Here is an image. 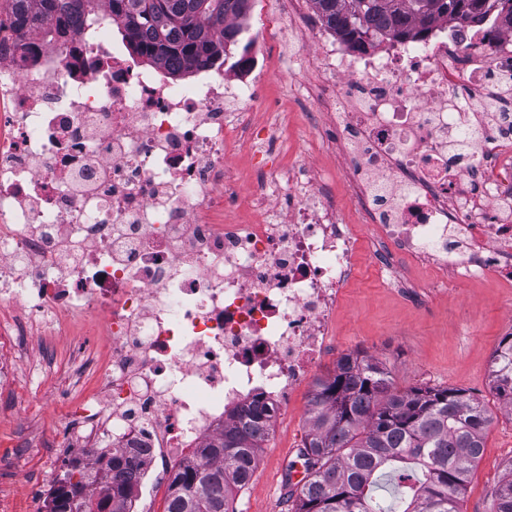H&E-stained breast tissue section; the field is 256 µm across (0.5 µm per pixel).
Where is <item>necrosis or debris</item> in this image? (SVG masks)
<instances>
[{
  "mask_svg": "<svg viewBox=\"0 0 512 512\" xmlns=\"http://www.w3.org/2000/svg\"><path fill=\"white\" fill-rule=\"evenodd\" d=\"M106 0L78 32L0 38V314L28 336H71L59 373L70 445L134 461L133 497L159 493L245 409L287 415L330 342L369 236L391 287L410 267L512 286V28L443 19L396 41L354 43L300 0L275 20L324 90L362 225L342 221L288 139L255 125L267 63L139 65L111 41ZM272 158L239 200L231 146Z\"/></svg>",
  "mask_w": 512,
  "mask_h": 512,
  "instance_id": "necrosis-or-debris-1",
  "label": "necrosis or debris"
}]
</instances>
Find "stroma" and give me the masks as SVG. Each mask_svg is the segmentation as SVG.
Instances as JSON below:
<instances>
[{"mask_svg": "<svg viewBox=\"0 0 512 512\" xmlns=\"http://www.w3.org/2000/svg\"><path fill=\"white\" fill-rule=\"evenodd\" d=\"M278 9V0H253L240 39L260 46L266 56L264 92L279 104V120L291 142L288 162L304 161L330 185L340 217L360 223L331 135L311 121L316 104L283 94L285 42L270 34ZM414 276L427 286L418 302L386 284L372 251L360 255L317 374L327 376L340 357L355 353L382 362L396 387H453L482 402L493 421L460 509L492 512L491 491L512 462V414L493 391L490 375L495 350L512 332V288L490 279L442 282L425 268ZM68 348L63 336L0 338V359L16 368L14 379L0 383V512H43L42 497L49 495L64 465L76 459L58 439L69 402L89 396L90 390L57 373ZM311 393L302 389L294 408L264 440L247 487L232 497L233 512H288L286 467L307 439Z\"/></svg>", "mask_w": 512, "mask_h": 512, "instance_id": "35a3bbf8", "label": "stroma"}]
</instances>
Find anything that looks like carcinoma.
Wrapping results in <instances>:
<instances>
[{"instance_id": "carcinoma-1", "label": "carcinoma", "mask_w": 512, "mask_h": 512, "mask_svg": "<svg viewBox=\"0 0 512 512\" xmlns=\"http://www.w3.org/2000/svg\"><path fill=\"white\" fill-rule=\"evenodd\" d=\"M89 0H0V35L53 20L49 35L64 39L83 20ZM251 0H107L122 39L153 63L171 59L205 67L224 60L229 16ZM322 21L350 41L380 31L393 38L441 17L479 21L496 8L512 22V0H313ZM493 388L512 411V333L492 358ZM267 413L252 410L224 427L201 460L172 480L166 512H233V492L249 483L266 435ZM492 416L466 391L448 387L399 389L383 365L347 354L319 378L310 401L303 453L306 476L289 493L290 512H384L374 492L401 482L403 512H460L459 502L484 448ZM112 454L101 466L66 469L49 512H128L131 489ZM493 512H512V463L492 491Z\"/></svg>"}]
</instances>
